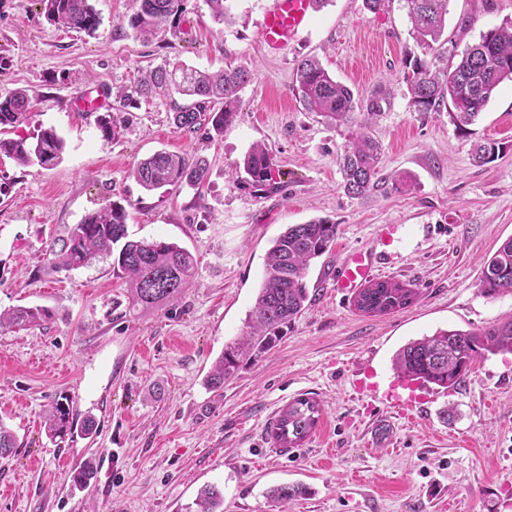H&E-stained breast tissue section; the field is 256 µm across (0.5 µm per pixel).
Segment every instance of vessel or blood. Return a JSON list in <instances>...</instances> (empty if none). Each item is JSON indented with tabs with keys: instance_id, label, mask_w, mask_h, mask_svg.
<instances>
[{
	"instance_id": "1",
	"label": "vessel or blood",
	"mask_w": 512,
	"mask_h": 512,
	"mask_svg": "<svg viewBox=\"0 0 512 512\" xmlns=\"http://www.w3.org/2000/svg\"><path fill=\"white\" fill-rule=\"evenodd\" d=\"M311 0H268L260 26V38L272 53L285 49L307 25ZM375 259L360 250L349 253L336 276V287L344 293L357 292L375 273Z\"/></svg>"
}]
</instances>
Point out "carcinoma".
<instances>
[{"label": "carcinoma", "mask_w": 512, "mask_h": 512, "mask_svg": "<svg viewBox=\"0 0 512 512\" xmlns=\"http://www.w3.org/2000/svg\"><path fill=\"white\" fill-rule=\"evenodd\" d=\"M44 17L63 29L91 36L101 25L91 0H40ZM188 0H133L134 10L127 17L133 34L150 41L176 29L186 12ZM415 39L429 44L439 40L448 24L449 0H402ZM448 63L440 54L429 59H414L405 65L404 80L409 86L411 104L417 112L446 110L456 128L474 123L493 93L505 81H512V20L495 26ZM249 82V73L227 66L215 72L201 71L180 59H165L146 71L134 90H119L116 99L127 107L135 98L175 94L196 98L192 106L173 112V124L180 131L193 132L209 125L215 134L238 116L240 92ZM293 92L307 112H315L335 126H346L348 138L340 167L344 190L362 196L376 186L380 146L369 135V128L381 113L380 99L360 100L354 91L336 81L316 58L301 60L296 68ZM219 102L221 108L212 104ZM31 101L19 89L0 98V128L24 122ZM65 140L53 127H39L18 139L0 138V153L24 166L36 163L52 167L61 162ZM496 143L487 141L472 148L478 165L495 159ZM207 162L183 154L160 150L139 161L130 175L139 185L153 191L167 186L198 189L207 178ZM230 176L240 182L273 189L276 185L274 159L264 145L252 147L230 167ZM125 206L114 202L107 209L90 213L73 225L54 251L57 262L66 269H78L95 258L114 257L113 273L123 280L129 303L145 311L169 305L183 293L194 273L191 253L164 240L127 239ZM337 225L326 220H311L288 226L268 250L264 272L253 308L246 317V332L224 345L205 384L219 391L243 362L270 351L280 340V328L305 308L310 301L306 276L311 264L322 257L336 240ZM483 290L489 296L512 293V238L506 240L483 263ZM418 292L412 285L395 280L370 281L354 298L357 311L387 315L411 304ZM53 312L40 306H18L0 312V328H24L45 322ZM512 351V316L481 331L440 330L432 336L409 342L394 358L396 371L443 388H456L464 381L473 362L482 356ZM322 416L321 404L313 397L297 398L284 407L270 434L279 445L298 448L315 430ZM45 429L52 439L65 440L78 432L86 439L97 434L96 421L87 416L76 420L70 404L54 402L45 416ZM16 437L0 423V458L10 456ZM97 467L87 461L73 474L77 486L87 485ZM306 493L303 487L280 486L270 497L286 502ZM224 498L214 486L200 492L196 512H221Z\"/></svg>", "instance_id": "carcinoma-1"}]
</instances>
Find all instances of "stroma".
Listing matches in <instances>:
<instances>
[{"mask_svg":"<svg viewBox=\"0 0 512 512\" xmlns=\"http://www.w3.org/2000/svg\"><path fill=\"white\" fill-rule=\"evenodd\" d=\"M93 5L102 24L89 36L50 24L38 0H0V97L21 88L32 103L27 120L0 137L42 125L66 143L51 169L0 154V312L54 314L0 329V422L18 443L0 459V512H189L208 485L223 492L224 512H512V353L477 360L457 389L428 386L427 402L409 407L355 391L368 365L388 390L393 358L410 341L512 315V294L486 296L479 280L483 261L512 238V82L462 132L447 112L414 111L403 63L425 50L400 0L376 14L363 0H329L276 56L259 35L266 0H231L227 21L205 0H188L179 28L150 42L120 27L132 0ZM507 19L512 0H449L443 36L462 48ZM176 56L202 70H251L237 119L220 135L180 131L171 106L187 97H154L104 136L99 122L116 89ZM307 56L361 98L382 97L373 128L382 181L366 195L343 188L346 129L305 111L292 92ZM94 86L105 106L81 111ZM484 140L500 151L477 166L471 149ZM256 144L271 151L281 190L228 176ZM160 149L205 159V183L144 191L129 170ZM115 201L129 212V238L173 242L195 257L173 305L130 310L111 260L56 264L54 240ZM314 218L336 224L337 235L308 271V306L272 350L222 391L207 390L212 364L245 331L273 240ZM385 224L404 227L390 247L379 239ZM353 250L377 256L381 279L412 284L416 301L383 316L356 311L333 286ZM62 396L95 418L94 438L49 440L44 416ZM300 397L321 401L322 419L295 453L268 454L272 422ZM89 459L97 474L75 488L72 472ZM296 484L309 494L285 504L267 497ZM53 317V312L40 306H18L7 312H0V328H24L46 322Z\"/></svg>","mask_w":512,"mask_h":512,"instance_id":"1","label":"stroma"}]
</instances>
